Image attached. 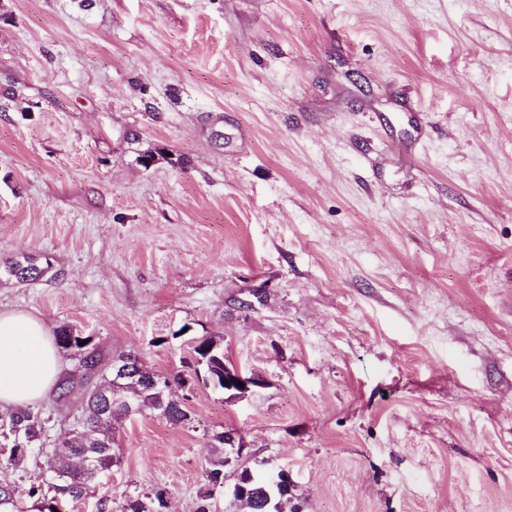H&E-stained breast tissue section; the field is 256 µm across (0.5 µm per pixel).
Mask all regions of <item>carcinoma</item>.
Instances as JSON below:
<instances>
[{
    "label": "carcinoma",
    "mask_w": 512,
    "mask_h": 512,
    "mask_svg": "<svg viewBox=\"0 0 512 512\" xmlns=\"http://www.w3.org/2000/svg\"><path fill=\"white\" fill-rule=\"evenodd\" d=\"M51 269V264L41 266L37 259L31 256L14 259L6 263L3 274L19 283L35 282ZM91 338L79 336L67 326H61L55 334L56 347L66 352L75 360H83L88 350L96 352V371L107 383L112 381V360L90 345ZM194 353L202 362L204 383L217 384L224 387V346L210 336L202 339L200 347ZM80 410L74 419L81 420V425L75 427L76 433L62 443L66 451L44 447L42 441V424L39 413L30 408H18L0 416V444L12 448L6 463L10 466H20L31 448H40L46 458V474L50 480H62L66 475L76 470L81 450L87 448L95 452L99 458L100 469L109 470L118 462V457L112 450L114 443L115 424L127 417V404L132 403L144 413L150 411L171 425H183L190 422V417L180 401L167 391L159 394L147 389L139 379H129L122 387L107 393L102 397L94 387H87L80 392ZM212 448L214 455L208 461L206 470V487L199 494V505L196 512H211L209 510L213 490L224 484L225 454L224 432L213 434ZM254 468L239 464L234 469L235 484L247 491L243 497H233V500L243 504L248 512H280L277 504L284 498L283 489L272 486L266 481L252 479ZM86 495L85 481H67L57 485V491L49 498L44 494L43 485H32L29 496L43 501L46 512H58L56 500L62 503H74ZM165 493L158 490L154 495L128 497L119 507L118 512H161L164 507Z\"/></svg>",
    "instance_id": "carcinoma-1"
}]
</instances>
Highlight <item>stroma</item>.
Here are the masks:
<instances>
[{
	"instance_id": "obj_1",
	"label": "stroma",
	"mask_w": 512,
	"mask_h": 512,
	"mask_svg": "<svg viewBox=\"0 0 512 512\" xmlns=\"http://www.w3.org/2000/svg\"><path fill=\"white\" fill-rule=\"evenodd\" d=\"M23 255L52 272L1 311L171 376L212 336L263 380L124 420L71 512H195L223 429L297 512H512V0H0ZM45 477L0 467L20 512ZM165 493L158 490L153 496L148 494L136 497H127L119 507L118 512H161L164 507Z\"/></svg>"
}]
</instances>
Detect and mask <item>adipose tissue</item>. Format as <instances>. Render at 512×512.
I'll list each match as a JSON object with an SVG mask.
<instances>
[{
	"instance_id": "adipose-tissue-1",
	"label": "adipose tissue",
	"mask_w": 512,
	"mask_h": 512,
	"mask_svg": "<svg viewBox=\"0 0 512 512\" xmlns=\"http://www.w3.org/2000/svg\"><path fill=\"white\" fill-rule=\"evenodd\" d=\"M60 373L47 324L23 312L0 311V413L42 401Z\"/></svg>"
}]
</instances>
